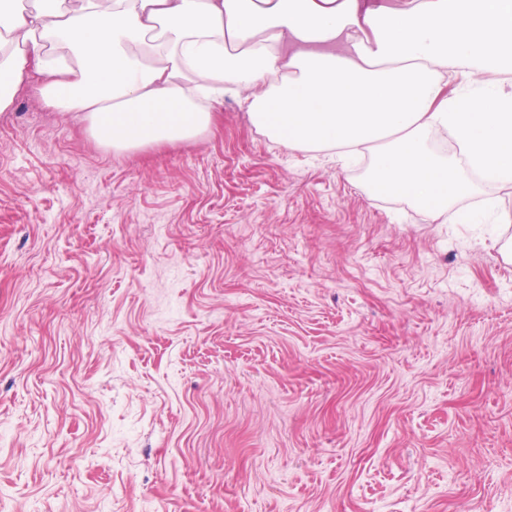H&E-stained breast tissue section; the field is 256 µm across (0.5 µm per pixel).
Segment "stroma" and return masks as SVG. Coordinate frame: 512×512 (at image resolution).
<instances>
[{
  "mask_svg": "<svg viewBox=\"0 0 512 512\" xmlns=\"http://www.w3.org/2000/svg\"><path fill=\"white\" fill-rule=\"evenodd\" d=\"M0 112V512H512V223L374 195L233 99Z\"/></svg>",
  "mask_w": 512,
  "mask_h": 512,
  "instance_id": "1",
  "label": "stroma"
}]
</instances>
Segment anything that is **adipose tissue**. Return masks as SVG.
Wrapping results in <instances>:
<instances>
[{"label":"adipose tissue","instance_id":"adipose-tissue-1","mask_svg":"<svg viewBox=\"0 0 512 512\" xmlns=\"http://www.w3.org/2000/svg\"><path fill=\"white\" fill-rule=\"evenodd\" d=\"M32 69L115 152L193 140L229 97L286 147L368 154L373 193L437 218L475 223L460 198L512 183V0H0V112Z\"/></svg>","mask_w":512,"mask_h":512}]
</instances>
